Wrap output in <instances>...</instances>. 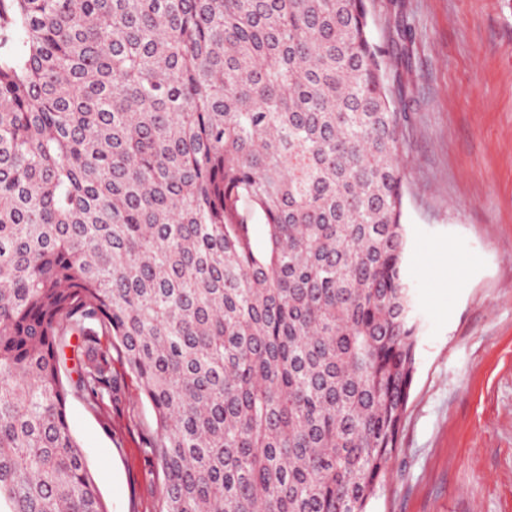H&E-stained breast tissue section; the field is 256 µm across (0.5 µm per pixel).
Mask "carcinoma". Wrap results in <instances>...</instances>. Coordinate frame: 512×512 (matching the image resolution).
Listing matches in <instances>:
<instances>
[{
    "label": "carcinoma",
    "mask_w": 512,
    "mask_h": 512,
    "mask_svg": "<svg viewBox=\"0 0 512 512\" xmlns=\"http://www.w3.org/2000/svg\"><path fill=\"white\" fill-rule=\"evenodd\" d=\"M368 27L366 0H0V512H108L67 402L112 427L114 351L155 512H367L418 345Z\"/></svg>",
    "instance_id": "carcinoma-1"
}]
</instances>
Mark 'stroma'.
I'll use <instances>...</instances> for the list:
<instances>
[{
  "instance_id": "obj_1",
  "label": "stroma",
  "mask_w": 512,
  "mask_h": 512,
  "mask_svg": "<svg viewBox=\"0 0 512 512\" xmlns=\"http://www.w3.org/2000/svg\"><path fill=\"white\" fill-rule=\"evenodd\" d=\"M403 128L405 277L420 326L389 475L368 512H512V0H369ZM72 432L109 512H155L165 479L135 381L112 427Z\"/></svg>"
}]
</instances>
